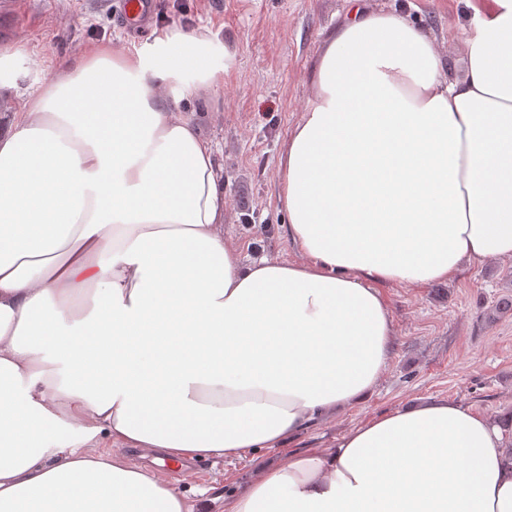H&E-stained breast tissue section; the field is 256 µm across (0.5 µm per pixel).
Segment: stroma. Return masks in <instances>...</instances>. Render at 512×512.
Masks as SVG:
<instances>
[{
  "mask_svg": "<svg viewBox=\"0 0 512 512\" xmlns=\"http://www.w3.org/2000/svg\"><path fill=\"white\" fill-rule=\"evenodd\" d=\"M372 11L401 9L430 28L463 75L472 12L464 0H366ZM154 31L199 29L225 44L233 64L217 92L179 108L215 145L228 207L224 235L245 261H298L285 238L277 199L283 143L310 96L309 74L348 0H156ZM28 23L0 19V46L19 45L17 88L50 82L58 63L92 43L129 49L145 44L113 18L105 0H26ZM396 332L392 357L361 402L310 422L292 438L244 457H204L177 480L196 512L224 507L260 466L334 447L349 430L421 400L461 404L496 421L512 414V312L494 313L512 296V258H492L454 279L384 289Z\"/></svg>",
  "mask_w": 512,
  "mask_h": 512,
  "instance_id": "35a3bbf8",
  "label": "stroma"
}]
</instances>
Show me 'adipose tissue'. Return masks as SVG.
<instances>
[{"instance_id":"1","label":"adipose tissue","mask_w":512,"mask_h":512,"mask_svg":"<svg viewBox=\"0 0 512 512\" xmlns=\"http://www.w3.org/2000/svg\"><path fill=\"white\" fill-rule=\"evenodd\" d=\"M453 75L437 38L350 0L279 157L302 259L224 236L215 149L178 110L231 54L195 31L95 44L14 98L0 49V512H193L129 456L233 458L360 402L382 286L512 258V0ZM227 512H512L500 431L445 400L261 466Z\"/></svg>"}]
</instances>
